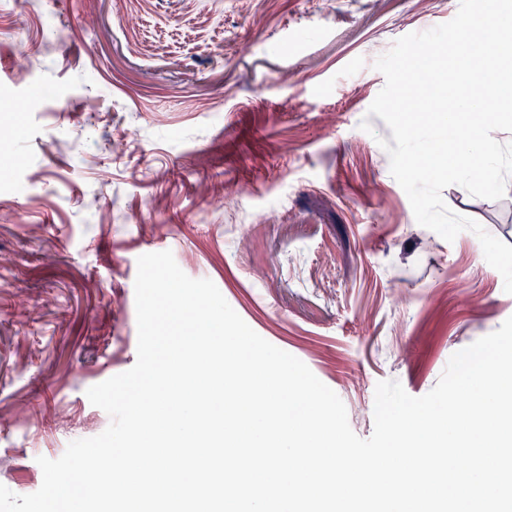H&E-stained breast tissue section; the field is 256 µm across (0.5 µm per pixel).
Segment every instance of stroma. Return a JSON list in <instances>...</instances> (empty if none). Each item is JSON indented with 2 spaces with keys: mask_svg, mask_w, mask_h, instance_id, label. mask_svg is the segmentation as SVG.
<instances>
[{
  "mask_svg": "<svg viewBox=\"0 0 512 512\" xmlns=\"http://www.w3.org/2000/svg\"><path fill=\"white\" fill-rule=\"evenodd\" d=\"M459 0H0V484L110 418L137 360L139 256L166 243L373 432L512 316L477 236L419 225L367 110L375 60ZM371 131H363L362 120ZM512 245L505 197L442 192Z\"/></svg>",
  "mask_w": 512,
  "mask_h": 512,
  "instance_id": "stroma-1",
  "label": "stroma"
}]
</instances>
